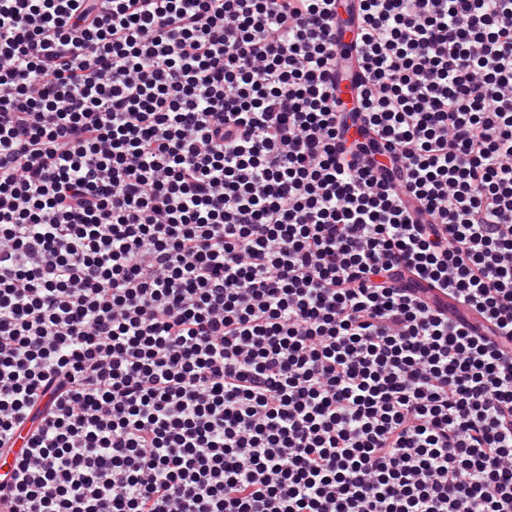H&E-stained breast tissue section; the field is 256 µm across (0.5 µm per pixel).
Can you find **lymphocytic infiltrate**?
I'll return each mask as SVG.
<instances>
[{"label": "lymphocytic infiltrate", "instance_id": "f902f5d3", "mask_svg": "<svg viewBox=\"0 0 512 512\" xmlns=\"http://www.w3.org/2000/svg\"><path fill=\"white\" fill-rule=\"evenodd\" d=\"M356 2L0 0V512H512V0Z\"/></svg>", "mask_w": 512, "mask_h": 512}]
</instances>
